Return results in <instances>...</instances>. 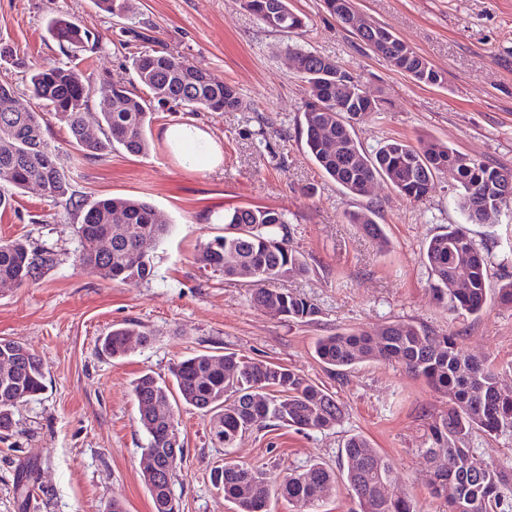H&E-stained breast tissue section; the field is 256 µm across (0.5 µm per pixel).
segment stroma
Returning <instances> with one entry per match:
<instances>
[{"label":"stroma","mask_w":512,"mask_h":512,"mask_svg":"<svg viewBox=\"0 0 512 512\" xmlns=\"http://www.w3.org/2000/svg\"><path fill=\"white\" fill-rule=\"evenodd\" d=\"M360 12L386 26L445 76L426 86L396 71L347 31L322 0H290L302 30H272L241 0H133L121 21L94 0H0V81L15 89V105L33 108L29 73L38 65L68 66L92 86L106 80L137 89L125 49L133 35L181 61L234 84L247 104L230 112H191L152 103L148 154L123 148L84 159L66 128L49 121L45 139L69 173L77 198L123 197L151 203L171 224L153 249L149 279L104 281L76 266L78 216L43 190L14 191L0 208V239L21 238L54 251L57 263L39 281L0 291V338L25 343L43 360L45 389L18 407L0 429V512H103L109 500L127 512H153L140 461L148 438L137 422L132 382L143 371L169 378L178 361L200 352H235L300 371L334 393L345 415L325 432L274 426L243 435L227 449L211 438L212 417L188 406L175 412L184 461L172 483L180 512H235L210 481L224 455L265 465L271 476L324 463L338 468L345 440L368 438L394 469L396 484L419 512H444L428 488L427 466L416 454L431 416L448 401L405 366L369 362L336 374L314 353L318 337L412 321L454 333L463 350L488 359L512 387V305L499 285L512 276V212L485 224L468 223L456 190L439 177L420 202L407 200L384 179L370 195L346 194L309 155L299 116L305 85L287 48L296 45L341 63L381 99L356 135L371 150L391 138L431 137L512 168V0H356ZM80 21L94 32V52L62 53L46 32L49 17ZM191 124L212 138L214 163L194 170L168 137ZM376 210L387 245L348 223L349 212ZM269 207L288 219V239L308 270L284 281L318 309L306 323L269 316L251 301L250 286L203 268L200 246L223 234V217L237 208ZM460 227L490 257L491 294L479 315L449 312L432 290L422 259L433 235ZM135 326L150 340L115 360L98 341L117 327ZM33 462L40 484L20 503L13 480Z\"/></svg>","instance_id":"35a3bbf8"}]
</instances>
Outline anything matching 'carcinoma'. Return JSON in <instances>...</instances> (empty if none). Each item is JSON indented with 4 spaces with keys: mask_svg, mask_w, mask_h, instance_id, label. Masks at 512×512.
I'll use <instances>...</instances> for the list:
<instances>
[{
    "mask_svg": "<svg viewBox=\"0 0 512 512\" xmlns=\"http://www.w3.org/2000/svg\"><path fill=\"white\" fill-rule=\"evenodd\" d=\"M119 19L129 18L131 0H97ZM269 28L294 32L305 27L288 0H242ZM338 19L356 12L353 0H323ZM51 37L70 50L87 51L94 34L77 21L53 17ZM353 34L374 54L415 82L431 86L444 83L442 74L423 56L389 29L370 23ZM295 71L306 86L300 125L307 149L319 168L353 196L369 195V185L388 180L406 199L420 202L433 189L435 179L448 177L457 190V206L474 224L489 221L512 207V170L493 166L463 154L447 144L421 137L412 145L388 139L369 152L355 136L354 124L381 110V104L363 90L358 76L338 62L312 51L289 47ZM137 82L150 99L135 94L121 82L92 87L75 69L40 65L33 69L29 90L37 109L11 112L5 95L15 93L0 83V208L10 202L12 189L38 184L48 196L79 212L77 234L81 249L75 263L85 273L105 281L146 279L152 275L150 254L140 251L144 242L155 244L170 231L155 207L131 198H103L87 205L75 199L67 172L45 140L42 113L48 112L66 125L71 145L83 158L103 154L114 145L132 155L150 151V101L174 102L192 112L237 110L243 101L236 87L218 80L202 68L184 64L173 53L143 50L133 53ZM97 98L95 124L100 135L89 138L86 109ZM349 221L381 243L384 225L373 211L349 214ZM224 234L205 242L197 255L203 267L228 279H244L256 286L251 299L272 315L308 322L317 314L306 298L275 287L306 271L300 255L288 244L285 214L275 209L238 208L224 215ZM110 236L107 252L95 248L98 235ZM424 261L434 279L439 298H448V310L479 314L489 294L488 256L461 228L432 236L424 248ZM55 264L54 253L35 250L21 240L0 241V284L22 286L39 278ZM149 340L148 333L133 327L114 328L102 340L101 351L113 359L129 351L127 337ZM0 354L9 356L0 365V428L12 424L14 409L41 394L45 373L41 358L25 344L0 338ZM315 354L326 368L342 371L374 361L397 362L423 379L437 394L448 399V410L428 423L418 454L426 461L431 494L443 500L448 512H506L512 509V482L503 467L490 463L479 475L471 474L474 449L469 440L475 432L498 435L512 431V391L499 386L493 364L463 351L458 337L438 334L410 321H394L376 332L340 331L323 336ZM173 382L151 373L139 376L132 386L138 422L147 434L145 455L166 462L172 449L184 451L177 429L157 411V402L178 399L212 414V436L226 448L254 430L294 426L309 431L334 428L343 417L336 398L303 374L273 363L247 359L235 353L208 352L188 357L172 368ZM342 479L356 501L355 512H415L412 500L388 496L384 487L393 483L388 459L362 435L344 443ZM33 464L21 467L16 478L20 496H30L35 481ZM214 485L236 506V512H268L274 497H283L297 512H314L336 486V474L320 463L304 471L287 472L277 479L259 467L244 466L226 458L211 471ZM154 512H176L172 480L144 478Z\"/></svg>",
    "mask_w": 512,
    "mask_h": 512,
    "instance_id": "cac0c4a2",
    "label": "carcinoma"
}]
</instances>
